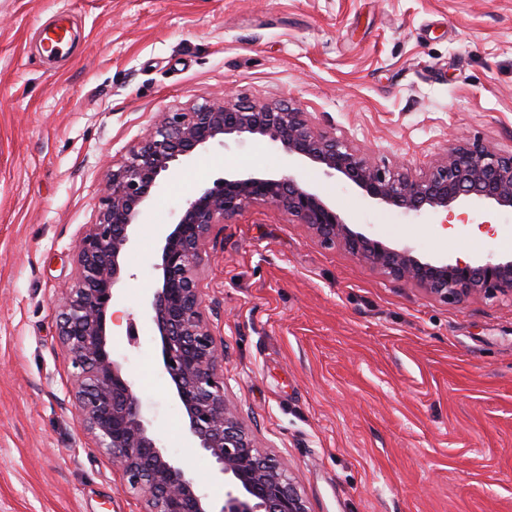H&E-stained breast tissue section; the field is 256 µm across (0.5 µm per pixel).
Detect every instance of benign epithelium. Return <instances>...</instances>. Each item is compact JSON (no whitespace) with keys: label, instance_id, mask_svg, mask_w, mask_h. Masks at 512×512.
<instances>
[{"label":"benign epithelium","instance_id":"7a95c632","mask_svg":"<svg viewBox=\"0 0 512 512\" xmlns=\"http://www.w3.org/2000/svg\"><path fill=\"white\" fill-rule=\"evenodd\" d=\"M243 136L265 139L288 159L326 175L339 174L372 204L428 216L457 203L480 200L512 209V152L480 143L448 141L429 168L405 163L374 165L351 144L316 128L309 113L284 103L206 101L166 112L108 174L97 221L76 240L75 281L57 316L61 345L76 369L74 413L98 448L112 456L125 488L144 502L143 512H308L288 464L267 454L224 395V345L212 328L215 306L206 304L199 271L214 226L262 202L304 225L321 244H340L406 287L446 302L472 296L512 300V253L488 254L471 263L424 258L408 246L391 247L355 231L336 205L295 172L265 176L230 173L196 190L164 232L157 283L142 308L161 343V371L181 405L190 447L215 464L224 483L218 506L193 474L157 438L134 380L114 356L107 316L127 275L126 254L135 226L162 176L195 150Z\"/></svg>","mask_w":512,"mask_h":512}]
</instances>
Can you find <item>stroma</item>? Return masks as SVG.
<instances>
[{"label": "stroma", "mask_w": 512, "mask_h": 512, "mask_svg": "<svg viewBox=\"0 0 512 512\" xmlns=\"http://www.w3.org/2000/svg\"><path fill=\"white\" fill-rule=\"evenodd\" d=\"M59 23L69 43L50 58L42 32ZM227 95L292 102L381 167L423 170L452 138L511 152L512 0H0V512H142L74 414L56 309L113 164L162 113ZM243 170L288 163L243 137L162 178L110 324L157 436L217 503L141 301L159 226ZM301 177L388 245L512 252L510 211L422 220ZM200 284L226 398L309 512H512V302H442L262 203L215 226Z\"/></svg>", "instance_id": "1"}]
</instances>
